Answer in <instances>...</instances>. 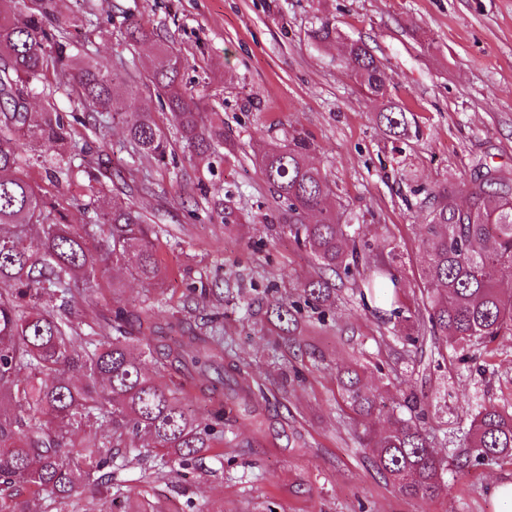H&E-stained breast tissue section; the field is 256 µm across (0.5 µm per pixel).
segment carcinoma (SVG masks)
<instances>
[{"mask_svg": "<svg viewBox=\"0 0 512 512\" xmlns=\"http://www.w3.org/2000/svg\"><path fill=\"white\" fill-rule=\"evenodd\" d=\"M53 0H0V499L27 487L63 501L87 488L112 487V471L101 457L109 444L97 436L99 423H112V435L147 436L155 449L197 470L200 452L224 443V407L200 421L185 408L182 383L170 371L204 377L224 366V348L214 332L199 330L146 344L140 356L156 369L146 374L141 360L130 353L134 341L130 314L116 302L91 320L75 311L78 296L91 287L99 269L130 258L131 275L146 286L161 276L157 241L162 227L148 223L133 204L107 199L94 170L75 164L65 150L72 126L49 107L31 123L24 94L44 87L47 73L61 77L76 94L75 111L95 112L103 120L94 133L109 140L112 100L135 87L95 58L77 57L70 28L94 26L92 15L52 22ZM319 44L336 41V27L323 22L311 31ZM344 64L364 79L366 93L385 97L383 63L361 41L350 43ZM185 61L163 46L146 69V83L174 116L176 130L189 157L210 156L224 144V119L186 95L181 84ZM396 136L406 135L405 110L393 106L383 116ZM125 130L122 147L166 164L170 143L156 123L152 101L120 117ZM41 144L61 148L48 159L35 153ZM307 143L298 137L272 146L261 156L259 170L280 203L278 223L307 249L325 270L350 273L349 255L357 253L364 235L340 223L330 202L333 191L326 176L308 165ZM49 163L55 185L69 181L78 168L92 182L87 199L76 206L94 214L87 224H68L59 201L30 182L26 168ZM469 205L460 208L444 190L423 225L420 249L425 274L435 284L427 295L431 328L457 341L492 340L512 333V291L504 277L512 276V179L490 170L466 186ZM222 224H238L240 216L223 198L214 200ZM323 219L310 222L313 212ZM31 226L39 229L33 248L21 245ZM397 286L394 254L381 255L376 274L362 281L360 295ZM332 284L323 277L304 283V302L317 310L328 302ZM196 304L224 300V289H189ZM279 329L289 332L296 322L293 304L282 299L270 305ZM344 400L361 418L381 412V402L363 384L358 368L338 370ZM414 415L389 416L387 426L370 448V461L400 494L413 500H433L445 487L444 463ZM465 465L512 457V414L489 406L476 411ZM86 432L77 445L73 434ZM83 448L85 462H76L74 448Z\"/></svg>", "mask_w": 512, "mask_h": 512, "instance_id": "obj_1", "label": "carcinoma"}]
</instances>
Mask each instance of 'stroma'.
Segmentation results:
<instances>
[{"instance_id": "35a3bbf8", "label": "stroma", "mask_w": 512, "mask_h": 512, "mask_svg": "<svg viewBox=\"0 0 512 512\" xmlns=\"http://www.w3.org/2000/svg\"><path fill=\"white\" fill-rule=\"evenodd\" d=\"M109 13L111 28L76 33L110 68L135 64L138 94L112 101L135 112L150 93L145 69L154 46L127 45L125 21L140 22L185 59L183 86L224 118L228 140L216 171L188 163L169 112L155 109L175 152L167 167L129 155L113 126L110 145L83 126L73 140L102 182L165 230L158 244L164 276L148 288L125 264L101 271L77 311L118 300L155 325L196 327L188 286L223 284L220 309L227 361L239 365L256 397L193 470L149 452L136 438L112 451V487L54 502L21 490L30 512H500L493 488L512 482V458L458 468L456 457L479 406L512 412V335L459 344L432 335L424 307L430 286L419 249L438 193L463 190L479 171L512 178V0H55V14ZM334 25L335 43L309 37ZM360 39L386 66L388 94L377 98L345 67L343 49ZM405 109L406 136L380 116ZM324 172L344 223L361 226L373 248L353 276L331 274L335 293L318 319L303 307L314 259L275 217L280 203L258 159L292 137ZM222 188L244 215L221 224L204 187ZM397 256L396 303H362L358 285L373 275L380 248ZM301 303L291 335L268 319L272 298ZM408 309L399 321L393 306ZM419 336L417 345L406 334ZM357 366L386 403L417 396L434 452L445 462L446 492L432 501L403 497L373 468L359 438L379 434L382 415L361 421L343 403L340 367Z\"/></svg>"}]
</instances>
